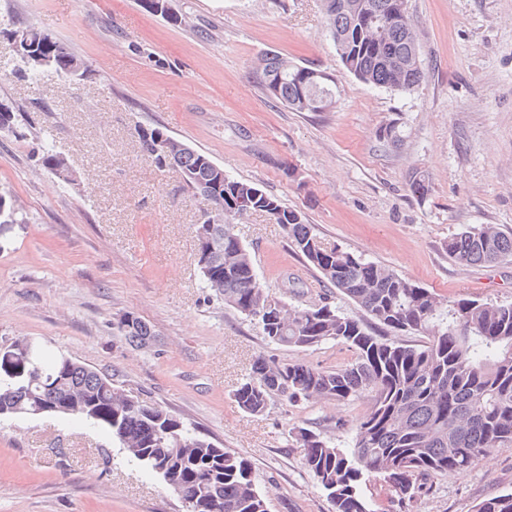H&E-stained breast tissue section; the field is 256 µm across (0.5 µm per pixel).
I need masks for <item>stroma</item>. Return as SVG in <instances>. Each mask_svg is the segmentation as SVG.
Returning a JSON list of instances; mask_svg holds the SVG:
<instances>
[{
    "instance_id": "stroma-1",
    "label": "stroma",
    "mask_w": 512,
    "mask_h": 512,
    "mask_svg": "<svg viewBox=\"0 0 512 512\" xmlns=\"http://www.w3.org/2000/svg\"><path fill=\"white\" fill-rule=\"evenodd\" d=\"M169 5L181 23L140 0H0V28L46 31L91 68L81 81L51 71L29 81L0 38V99L24 132H0V193L21 218L0 224V345L27 338L64 353L248 459L268 512H332L288 430L348 444L367 402L277 399L250 415L233 392L258 356L334 369L352 350L266 344L254 321L204 288L202 202L141 152L135 127L204 151L297 210L325 243L451 299L512 301V261L464 265L445 247L467 227L512 231V0H408L423 78L407 92L344 71L322 0ZM267 53L332 75L334 107L296 112L268 97L257 74ZM393 120L406 133L398 147L376 136ZM46 148L66 158L70 180L39 164ZM416 172L430 182L422 199L410 189ZM235 231L273 294L299 307L335 299L266 214H246ZM127 312L152 326V344L113 335ZM427 485L410 501L380 481L364 492L378 512H474L512 491V449ZM0 512L185 508L104 432L46 416L0 421Z\"/></svg>"
}]
</instances>
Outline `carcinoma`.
Segmentation results:
<instances>
[{"label": "carcinoma", "mask_w": 512, "mask_h": 512, "mask_svg": "<svg viewBox=\"0 0 512 512\" xmlns=\"http://www.w3.org/2000/svg\"><path fill=\"white\" fill-rule=\"evenodd\" d=\"M327 28L345 69L356 79L391 91H409L419 84L422 69L393 70L390 61L412 52L416 32L398 16L383 23L336 10L324 0ZM36 50L53 57L50 70L72 80L76 56L50 34L28 29ZM306 67L280 70V57L265 55L260 82L274 99L296 112H309L311 101L333 91L324 75L316 86ZM140 147L152 160L165 135L159 127H138ZM403 129L390 122L378 131L388 145L403 141ZM43 168L68 179L58 154L47 149ZM215 162L193 148L175 157V167L188 177L187 186H211L206 206L224 211V223L208 235L224 247V265L197 261L205 287L224 305L255 321L272 345L312 348L328 342L345 344L354 358L325 370L300 362L279 363L259 356L234 393L238 407L258 415L277 396L291 406L314 397L344 402L368 400L370 407L356 425L352 444L341 447L307 427L289 430L303 460L325 492L334 512H375L363 484L388 483L402 499L423 492L427 477L464 472L487 452L512 448V302L448 299L408 278L329 245L311 225L297 217L259 186L229 175L213 183ZM251 209L283 226L291 247L362 315L345 312L334 302L296 307L274 296L260 282L250 251L234 232V206ZM448 255L467 265L512 260V234L495 227L466 228L446 243ZM123 315L114 329L130 344L147 346L155 339L140 317ZM397 330L420 338L414 345H396L375 330ZM49 399L63 409L59 416L84 419L105 432L127 459L157 474L185 503L187 512H268L256 488L251 463L217 448L195 429L162 407L121 392L111 377L64 354L33 348L19 374L0 371V404ZM475 512H512V491L487 499Z\"/></svg>", "instance_id": "obj_1"}]
</instances>
